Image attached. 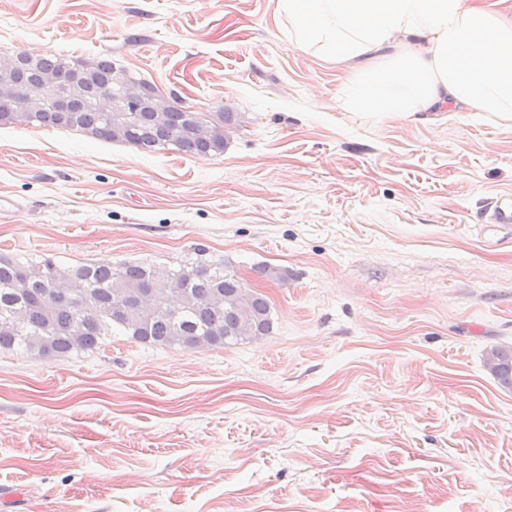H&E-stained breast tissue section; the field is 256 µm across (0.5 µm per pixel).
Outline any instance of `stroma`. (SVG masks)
Here are the masks:
<instances>
[{"instance_id": "obj_1", "label": "stroma", "mask_w": 512, "mask_h": 512, "mask_svg": "<svg viewBox=\"0 0 512 512\" xmlns=\"http://www.w3.org/2000/svg\"><path fill=\"white\" fill-rule=\"evenodd\" d=\"M20 51L108 56L241 124L204 157L0 125V256L200 244L273 325L200 350H0V512H512V391L485 366L512 347V243L473 220L512 193V124L338 108L342 72L277 0H0V54Z\"/></svg>"}]
</instances>
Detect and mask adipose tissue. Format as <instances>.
I'll return each mask as SVG.
<instances>
[{
  "label": "adipose tissue",
  "instance_id": "1",
  "mask_svg": "<svg viewBox=\"0 0 512 512\" xmlns=\"http://www.w3.org/2000/svg\"><path fill=\"white\" fill-rule=\"evenodd\" d=\"M279 12L299 48L346 68L365 116L512 123V0H279Z\"/></svg>",
  "mask_w": 512,
  "mask_h": 512
}]
</instances>
